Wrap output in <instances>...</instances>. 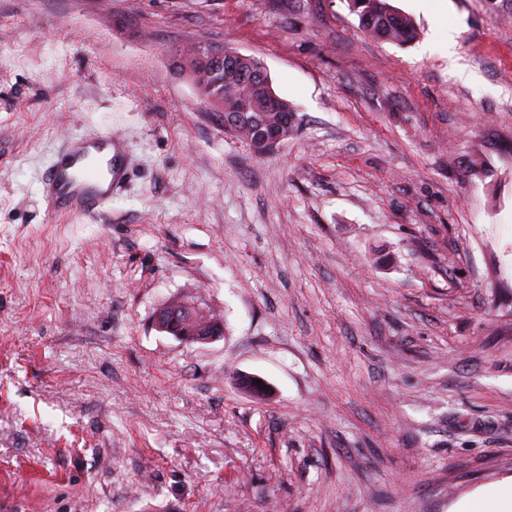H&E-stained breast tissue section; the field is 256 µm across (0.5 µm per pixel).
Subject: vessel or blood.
I'll use <instances>...</instances> for the list:
<instances>
[{"label": "vessel or blood", "instance_id": "vessel-or-blood-1", "mask_svg": "<svg viewBox=\"0 0 512 512\" xmlns=\"http://www.w3.org/2000/svg\"><path fill=\"white\" fill-rule=\"evenodd\" d=\"M128 166L122 139L109 134L70 138L45 183L49 208L77 211L91 218L102 215L123 187Z\"/></svg>", "mask_w": 512, "mask_h": 512}]
</instances>
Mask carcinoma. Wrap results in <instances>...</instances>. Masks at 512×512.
Returning <instances> with one entry per match:
<instances>
[{
	"label": "carcinoma",
	"mask_w": 512,
	"mask_h": 512,
	"mask_svg": "<svg viewBox=\"0 0 512 512\" xmlns=\"http://www.w3.org/2000/svg\"><path fill=\"white\" fill-rule=\"evenodd\" d=\"M350 11L358 17L361 29L369 36L389 43L403 45L417 37L413 20L394 9L388 0H349ZM206 65L203 70L211 76L192 78V82L206 103L215 106L214 99L226 102H240L243 112H224V133L236 138L248 149L265 136L275 134L285 142L293 136L296 119L288 102L281 101L282 110L275 112L265 109L262 92L272 87L271 79L259 60L252 56L238 59L224 56L210 58L211 50H201ZM178 309L174 319L176 329L185 340L190 341L202 332L224 335V322L203 307L183 299L169 302Z\"/></svg>",
	"instance_id": "1"
}]
</instances>
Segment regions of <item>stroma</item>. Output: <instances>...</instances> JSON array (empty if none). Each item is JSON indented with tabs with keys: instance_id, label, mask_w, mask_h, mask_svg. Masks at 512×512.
<instances>
[{
	"instance_id": "35a3bbf8",
	"label": "stroma",
	"mask_w": 512,
	"mask_h": 512,
	"mask_svg": "<svg viewBox=\"0 0 512 512\" xmlns=\"http://www.w3.org/2000/svg\"><path fill=\"white\" fill-rule=\"evenodd\" d=\"M390 2L411 43L348 0H0L13 512H448L512 474V0ZM189 46L259 59L294 136H226ZM117 130L111 212L51 213L60 137ZM186 298L223 336L156 328ZM350 11L358 17L361 29L369 36L403 45L417 37L413 20L394 9L388 0H349Z\"/></svg>"
}]
</instances>
